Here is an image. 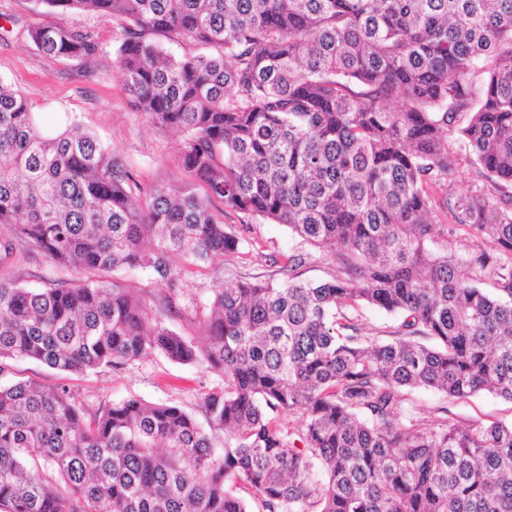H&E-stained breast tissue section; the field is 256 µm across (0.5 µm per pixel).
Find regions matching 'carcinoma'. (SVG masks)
<instances>
[{
	"label": "carcinoma",
	"instance_id": "carcinoma-1",
	"mask_svg": "<svg viewBox=\"0 0 512 512\" xmlns=\"http://www.w3.org/2000/svg\"><path fill=\"white\" fill-rule=\"evenodd\" d=\"M35 2L125 19L116 62L136 108L181 134L186 181L141 188L75 116L47 122L0 81V373L161 352L223 384L205 428L175 405L0 385V512H512V424L402 409L417 387L512 402V0ZM28 37L84 64L102 51L86 29ZM463 158L484 186L448 193ZM229 212L301 246L202 305L170 257L258 249ZM307 246L335 247L330 279L300 280ZM32 254L69 277H4ZM122 267L156 287L102 278ZM363 306L400 317L392 340L348 316Z\"/></svg>",
	"mask_w": 512,
	"mask_h": 512
}]
</instances>
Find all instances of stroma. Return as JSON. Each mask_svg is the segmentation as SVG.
<instances>
[{
  "mask_svg": "<svg viewBox=\"0 0 512 512\" xmlns=\"http://www.w3.org/2000/svg\"><path fill=\"white\" fill-rule=\"evenodd\" d=\"M121 24V19L111 16L48 13L37 8L33 0H0V80L11 83L33 110L45 117L75 113L84 127L122 160L141 186L181 184L185 173L180 163V135L158 129L135 109L125 89L123 73L115 61ZM46 25L93 30L102 46L96 75H87L79 60L39 52L27 30ZM251 229L263 244L262 253L229 255L206 267L173 256V265L182 272L184 291L208 302L213 285L230 287L242 276L268 277L271 269L265 262L266 254L286 253L297 245L283 225L255 219ZM18 380L67 388L93 409L137 397L150 404L177 405L197 416L201 413V399L220 378L205 364H181L152 354L122 368L106 367L83 375L19 359L0 373V384ZM403 409L426 423L445 414L464 423L485 426L512 422V403L486 392L455 399L418 388L407 392Z\"/></svg>",
  "mask_w": 512,
  "mask_h": 512,
  "instance_id": "obj_1",
  "label": "stroma"
}]
</instances>
